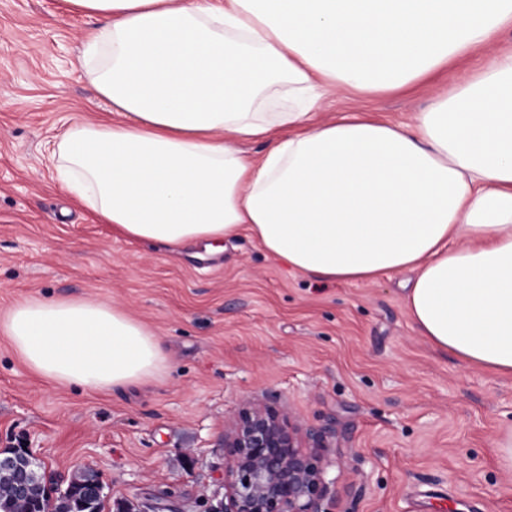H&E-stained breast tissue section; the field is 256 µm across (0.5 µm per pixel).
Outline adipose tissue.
Listing matches in <instances>:
<instances>
[{
    "instance_id": "obj_1",
    "label": "adipose tissue",
    "mask_w": 512,
    "mask_h": 512,
    "mask_svg": "<svg viewBox=\"0 0 512 512\" xmlns=\"http://www.w3.org/2000/svg\"><path fill=\"white\" fill-rule=\"evenodd\" d=\"M104 19L80 68L119 116L72 123L63 187L130 240L171 248L249 231L319 281L409 272L405 302L432 343L512 374V50L411 122L322 101L405 88L479 51L512 0H65ZM275 135L258 158L241 141ZM0 333L32 371L107 392L158 375L152 330L90 299L27 298Z\"/></svg>"
}]
</instances>
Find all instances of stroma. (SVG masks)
<instances>
[{"mask_svg": "<svg viewBox=\"0 0 512 512\" xmlns=\"http://www.w3.org/2000/svg\"><path fill=\"white\" fill-rule=\"evenodd\" d=\"M97 25L62 0H0V312L23 297L108 301L154 332L166 367L88 394L32 372L0 334V448L23 442L54 477L99 471L107 512L149 496L209 512L224 495V423L260 400L322 435L324 512H512V375L422 336L406 274L317 281L246 233L212 259L174 254L115 236L70 198L50 147L70 120L117 119L79 69ZM472 64L341 94L319 117L408 121Z\"/></svg>", "mask_w": 512, "mask_h": 512, "instance_id": "35a3bbf8", "label": "stroma"}]
</instances>
